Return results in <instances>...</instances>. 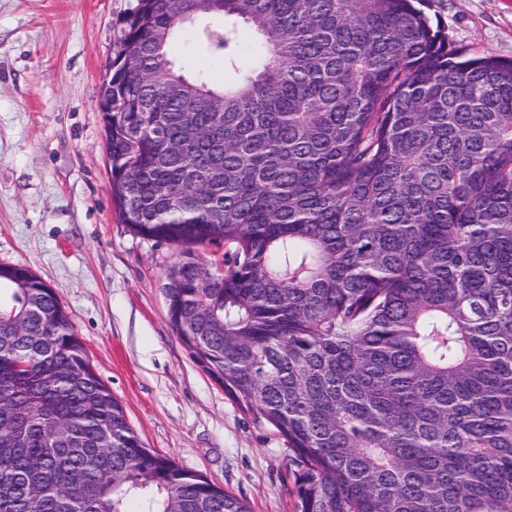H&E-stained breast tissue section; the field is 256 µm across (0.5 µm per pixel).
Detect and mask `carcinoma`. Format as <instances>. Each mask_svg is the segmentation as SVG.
Listing matches in <instances>:
<instances>
[{
	"instance_id": "obj_1",
	"label": "carcinoma",
	"mask_w": 512,
	"mask_h": 512,
	"mask_svg": "<svg viewBox=\"0 0 512 512\" xmlns=\"http://www.w3.org/2000/svg\"><path fill=\"white\" fill-rule=\"evenodd\" d=\"M423 2L138 0L112 60L113 202L177 247L169 323L285 440L299 512H512V59ZM195 24L220 85L170 54ZM0 512L251 510L146 448L0 265Z\"/></svg>"
}]
</instances>
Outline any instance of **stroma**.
<instances>
[{"label":"stroma","mask_w":512,"mask_h":512,"mask_svg":"<svg viewBox=\"0 0 512 512\" xmlns=\"http://www.w3.org/2000/svg\"><path fill=\"white\" fill-rule=\"evenodd\" d=\"M137 0H0V264L50 285L146 448L244 500L298 512L291 452L194 361L172 330L162 274L176 249L135 235L112 200L99 96ZM474 58H512V0H429ZM173 54L222 83L185 31Z\"/></svg>","instance_id":"35a3bbf8"}]
</instances>
